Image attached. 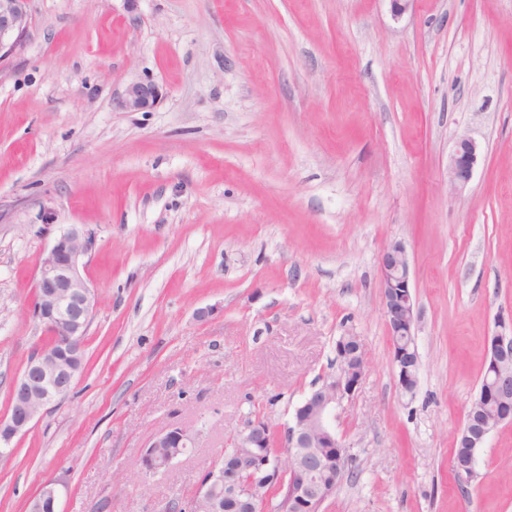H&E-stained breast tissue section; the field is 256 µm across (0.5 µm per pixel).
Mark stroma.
Wrapping results in <instances>:
<instances>
[{"label":"stroma","mask_w":512,"mask_h":512,"mask_svg":"<svg viewBox=\"0 0 512 512\" xmlns=\"http://www.w3.org/2000/svg\"><path fill=\"white\" fill-rule=\"evenodd\" d=\"M0 63V415L45 338L35 273L60 229L94 234L85 369L0 461V512L45 480L60 512L191 498L245 418L287 423L360 337L336 409L351 460L322 512H512V424L451 467L487 342L512 324V0H28ZM134 79L162 99L115 101ZM480 156L448 184L460 136ZM402 243L420 313L395 378L379 256ZM214 313L200 319L197 312ZM173 425L167 472L140 453ZM162 94L152 81H132L126 85L118 106L125 112H138L154 107ZM194 445L195 436L185 427L174 426L155 435L141 452V464L145 477L150 478L160 471L168 470L188 451V448ZM155 448H160L159 455H167L160 457Z\"/></svg>","instance_id":"obj_1"}]
</instances>
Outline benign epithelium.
I'll list each match as a JSON object with an SVG mask.
<instances>
[{
	"mask_svg": "<svg viewBox=\"0 0 512 512\" xmlns=\"http://www.w3.org/2000/svg\"><path fill=\"white\" fill-rule=\"evenodd\" d=\"M30 25L27 0H0V63L23 47ZM162 94L151 81H132L126 85L118 106L125 112L154 107ZM477 161V144L468 137L456 141L448 161V182L457 192L463 191L472 178ZM93 238L83 226L72 224L61 230L49 245L38 266L35 288L40 302L33 316L49 335L51 342L37 348L25 368L11 383L10 413L0 418V444L28 432L50 406L64 400L83 374L82 353L96 308L97 298L85 276L84 259L91 252ZM383 288V313L393 348L400 347L397 337L407 339L400 357L393 358L398 385L403 395H413L416 374H409L400 358L419 359L415 332L419 313L411 289V266L404 245L395 243L384 249L379 258ZM337 370L322 378L295 410L288 424L279 432V452H266L269 423L260 416L248 420L231 442L235 453L230 465L212 464L201 476L189 502L170 500L162 512H219L221 504H231L252 512H283L284 504H274L271 483L291 488L292 497L309 501L320 509L332 496L343 477L348 450L336 436L333 411L356 393L367 366L357 369L346 365L337 355ZM484 399L490 417L481 428L470 433L474 451L469 470L475 469L480 450L489 435L504 424L512 423V331L506 326L490 340ZM195 436L187 428L171 427L150 439L142 448L141 464L145 477L166 471L194 447ZM158 448L168 449L161 457ZM61 495L59 483L47 480L29 498V512L57 509Z\"/></svg>",
	"mask_w": 512,
	"mask_h": 512,
	"instance_id": "1",
	"label": "benign epithelium"
}]
</instances>
